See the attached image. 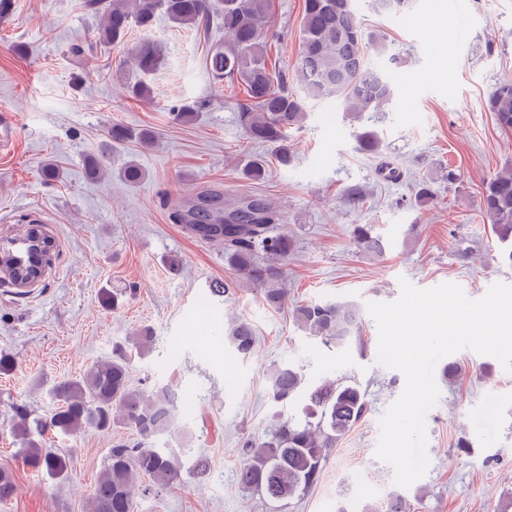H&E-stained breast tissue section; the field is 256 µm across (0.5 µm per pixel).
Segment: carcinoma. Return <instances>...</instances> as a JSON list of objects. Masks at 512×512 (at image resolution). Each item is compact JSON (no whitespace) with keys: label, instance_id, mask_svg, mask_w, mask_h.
<instances>
[{"label":"carcinoma","instance_id":"obj_1","mask_svg":"<svg viewBox=\"0 0 512 512\" xmlns=\"http://www.w3.org/2000/svg\"><path fill=\"white\" fill-rule=\"evenodd\" d=\"M81 8L100 18L97 42L124 47L137 72L149 73L163 61L160 46L148 39L126 45L134 27L151 28L162 15L180 27L208 26L214 20L224 28V46L214 49L207 62L213 79L243 86L247 99L237 106V119L251 142L268 147L281 163L290 154L286 130L307 118L308 102L334 100L349 117L361 118L389 105L394 98L391 80L370 63L364 47L380 36L365 30L351 0H304L301 47L294 73L303 93L288 89L287 79L276 78L267 66L264 29L270 0H82ZM212 104L210 100L184 102L173 108L184 123L197 119ZM501 129L512 131V82L495 87L488 98ZM108 136L114 144L131 140L149 147L155 135L112 124ZM358 150L374 154L380 146L378 134L365 131L357 137ZM211 195L197 198L188 208L174 212L172 221L186 225L200 238L222 242L224 258L239 276L263 287L267 304L278 306L285 299L283 266L295 241L286 234H272L280 213L266 200L246 198L222 213ZM481 208L500 244L502 259L512 265V172H500L484 186ZM355 244L381 255L385 251L372 226L359 224L353 231ZM295 324L322 342L345 346L358 329L360 312L349 302L308 303L293 310ZM227 341L240 355H251L256 343L253 325L235 322ZM155 342L151 328L140 331L133 341L138 354L150 351ZM129 355L120 345L112 356L93 363L79 377L56 383L51 394L58 407L49 419L24 421L14 428L21 445L24 466L62 479L68 472L66 456L43 452L32 432L56 430L77 436L87 428L110 432L128 426L140 441H120L108 449L103 470L88 502V512H133L134 498L169 488L180 481V467L166 448L154 447L153 439L175 425L172 394L166 387L150 392L129 384ZM269 393L276 403L292 402L299 396L301 418L276 424L268 438L243 443L247 458L236 470L242 488L267 499L284 502L307 492L316 483L323 461L332 448L362 419L367 409L365 393L355 384L326 380L305 388L301 369L279 364L269 376Z\"/></svg>","mask_w":512,"mask_h":512}]
</instances>
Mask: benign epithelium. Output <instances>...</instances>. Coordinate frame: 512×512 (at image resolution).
<instances>
[{
    "mask_svg": "<svg viewBox=\"0 0 512 512\" xmlns=\"http://www.w3.org/2000/svg\"><path fill=\"white\" fill-rule=\"evenodd\" d=\"M28 234L36 244V251L29 258L26 267L16 257V244L4 241L0 243V276L17 288H29L37 284L52 264L54 243L44 233L41 225L30 226Z\"/></svg>",
    "mask_w": 512,
    "mask_h": 512,
    "instance_id": "7a95c632",
    "label": "benign epithelium"
}]
</instances>
